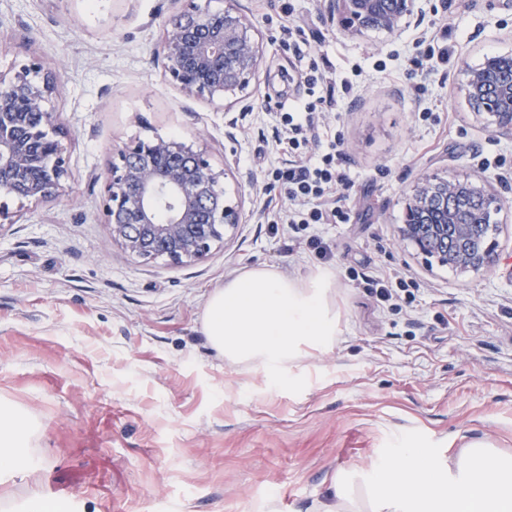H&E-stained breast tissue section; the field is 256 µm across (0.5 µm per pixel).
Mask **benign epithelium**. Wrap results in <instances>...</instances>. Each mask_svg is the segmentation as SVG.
Listing matches in <instances>:
<instances>
[{"label":"benign epithelium","instance_id":"obj_1","mask_svg":"<svg viewBox=\"0 0 512 512\" xmlns=\"http://www.w3.org/2000/svg\"><path fill=\"white\" fill-rule=\"evenodd\" d=\"M235 2L205 12L192 0L165 23L156 53L164 76L186 97L214 103L256 79L261 45ZM329 7L356 33L393 32L414 15L415 0H329ZM463 72L472 111L512 136V57H486ZM57 88L56 76L38 59L12 76L0 73L1 199L39 202L66 194L64 131L44 108ZM501 205L499 194L467 182L423 177L412 190L400 235L441 266L451 249L457 270L487 269L493 245L473 227ZM103 212L112 240L131 256L165 257L175 265L207 259L241 221L206 151L176 138L131 142L112 156Z\"/></svg>","mask_w":512,"mask_h":512}]
</instances>
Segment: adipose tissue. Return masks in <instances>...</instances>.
Instances as JSON below:
<instances>
[{"instance_id": "obj_1", "label": "adipose tissue", "mask_w": 512, "mask_h": 512, "mask_svg": "<svg viewBox=\"0 0 512 512\" xmlns=\"http://www.w3.org/2000/svg\"><path fill=\"white\" fill-rule=\"evenodd\" d=\"M334 282L323 270L298 282L259 267L225 281L203 313L211 345L278 382L303 350L330 346L337 329ZM26 435L0 417V472L23 469ZM371 512H512V459L475 448L456 469L434 449L401 448L366 474Z\"/></svg>"}]
</instances>
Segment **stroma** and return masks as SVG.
<instances>
[{
	"label": "stroma",
	"instance_id": "1",
	"mask_svg": "<svg viewBox=\"0 0 512 512\" xmlns=\"http://www.w3.org/2000/svg\"><path fill=\"white\" fill-rule=\"evenodd\" d=\"M258 32L256 82L209 104L154 57L178 0H0V72L32 58L62 85L67 196L9 200L0 228V412L30 424L27 470L0 475V512L32 494L65 512H321L332 478L369 512L366 472L389 448L512 457V137L469 108L463 64L512 54L507 0H417L395 33L349 35L328 0H237ZM292 13H285V6ZM301 25L298 49L281 30ZM447 63H440V52ZM324 62L337 82L316 135L336 142L344 224L288 223L273 170L281 104ZM198 140L243 220L200 263L130 257L103 222L113 153ZM500 190L491 269L427 262L398 236L422 176ZM276 208H266L268 198ZM271 267L334 276L338 336L282 385L202 332L225 280ZM401 276L388 301L373 283Z\"/></svg>",
	"mask_w": 512,
	"mask_h": 512
}]
</instances>
